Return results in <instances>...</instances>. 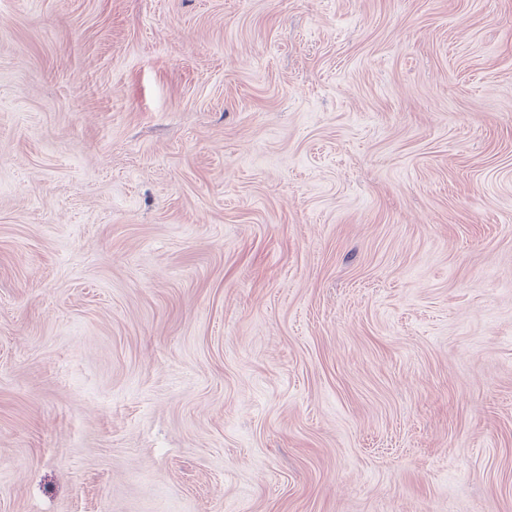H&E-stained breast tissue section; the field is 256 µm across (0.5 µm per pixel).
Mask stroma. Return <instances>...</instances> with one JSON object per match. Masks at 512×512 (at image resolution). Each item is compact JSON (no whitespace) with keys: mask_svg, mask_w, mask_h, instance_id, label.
<instances>
[{"mask_svg":"<svg viewBox=\"0 0 512 512\" xmlns=\"http://www.w3.org/2000/svg\"><path fill=\"white\" fill-rule=\"evenodd\" d=\"M0 512H512V0H0Z\"/></svg>","mask_w":512,"mask_h":512,"instance_id":"35a3bbf8","label":"stroma"}]
</instances>
